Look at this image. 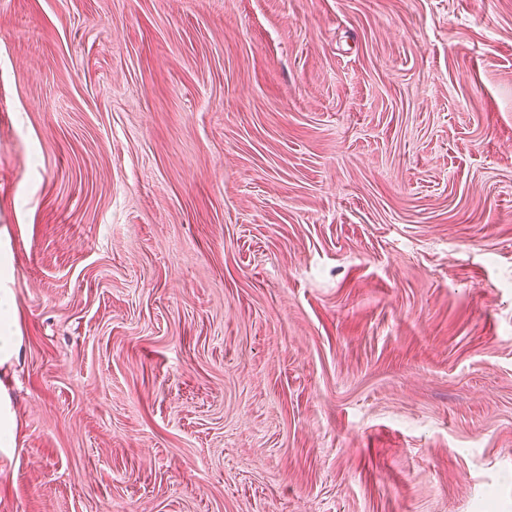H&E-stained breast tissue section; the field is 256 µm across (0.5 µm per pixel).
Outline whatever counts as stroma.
I'll return each instance as SVG.
<instances>
[{"label": "stroma", "instance_id": "obj_1", "mask_svg": "<svg viewBox=\"0 0 512 512\" xmlns=\"http://www.w3.org/2000/svg\"><path fill=\"white\" fill-rule=\"evenodd\" d=\"M0 230V512H512V0H0ZM13 264L11 258H2L0 240V374L17 361L22 348L15 295L8 286L12 281ZM17 422L7 389L0 381V451L8 453L15 448Z\"/></svg>", "mask_w": 512, "mask_h": 512}]
</instances>
